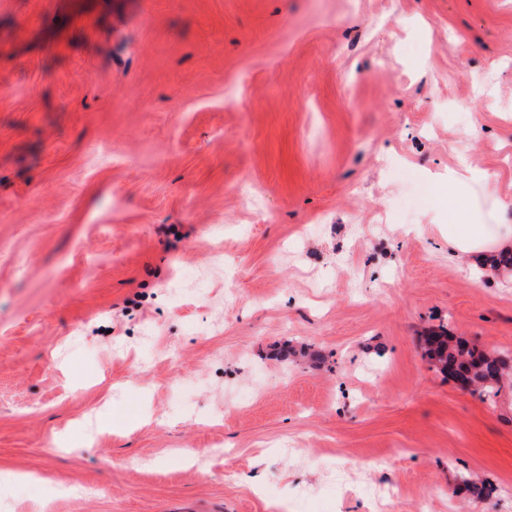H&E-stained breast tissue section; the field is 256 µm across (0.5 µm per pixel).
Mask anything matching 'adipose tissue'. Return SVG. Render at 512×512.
Returning a JSON list of instances; mask_svg holds the SVG:
<instances>
[{
  "mask_svg": "<svg viewBox=\"0 0 512 512\" xmlns=\"http://www.w3.org/2000/svg\"><path fill=\"white\" fill-rule=\"evenodd\" d=\"M448 242L457 257L485 262L512 252V224H449Z\"/></svg>",
  "mask_w": 512,
  "mask_h": 512,
  "instance_id": "ef3b65f1",
  "label": "adipose tissue"
}]
</instances>
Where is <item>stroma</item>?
I'll list each match as a JSON object with an SVG mask.
<instances>
[{
    "label": "stroma",
    "mask_w": 512,
    "mask_h": 512,
    "mask_svg": "<svg viewBox=\"0 0 512 512\" xmlns=\"http://www.w3.org/2000/svg\"><path fill=\"white\" fill-rule=\"evenodd\" d=\"M430 176L512 224V0H0V502L512 512V386L421 346L512 356V274ZM448 200V243L459 258L484 263L492 252H512V224H455ZM477 259V260H476ZM424 341L435 345L434 348L427 350L426 355L442 372L448 374V367L456 366L459 375L463 376V372L471 373L474 383L482 388L481 396H497L511 357L504 354H489L465 339L449 336L448 331L443 329L424 336Z\"/></svg>",
    "instance_id": "35a3bbf8"
}]
</instances>
